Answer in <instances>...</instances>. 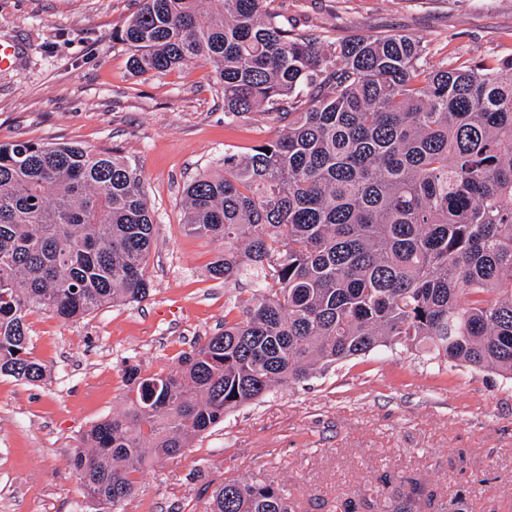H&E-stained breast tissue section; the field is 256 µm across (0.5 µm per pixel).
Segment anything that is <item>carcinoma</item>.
Here are the masks:
<instances>
[{
  "label": "carcinoma",
  "instance_id": "carcinoma-1",
  "mask_svg": "<svg viewBox=\"0 0 512 512\" xmlns=\"http://www.w3.org/2000/svg\"><path fill=\"white\" fill-rule=\"evenodd\" d=\"M214 2L141 0L121 41L142 75L210 67L231 122H285L183 191L184 229L222 246L210 275H250L256 293L177 370L125 368V411L70 459L95 512H117L148 459L183 452L227 412L381 347L512 379V58L432 68L412 36L330 48L267 0ZM155 226L130 160L0 144V375L44 379L31 313L67 323L145 300ZM432 504L414 482L385 512ZM211 512L294 509L273 482L229 479Z\"/></svg>",
  "mask_w": 512,
  "mask_h": 512
}]
</instances>
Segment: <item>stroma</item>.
<instances>
[{
  "label": "stroma",
  "instance_id": "obj_1",
  "mask_svg": "<svg viewBox=\"0 0 512 512\" xmlns=\"http://www.w3.org/2000/svg\"><path fill=\"white\" fill-rule=\"evenodd\" d=\"M138 0H0V143L70 142L139 168L155 213L152 291L76 322L28 316L30 347L48 370L27 384L0 376V512H92L69 458L82 435L126 407L123 370L177 368L180 355L249 305V281L225 286L216 247L188 235L182 191L272 139L282 124L229 122L209 67L136 73L119 35ZM290 24L342 44L360 36L420 38L435 67L512 57V0H272ZM413 477L446 512H512V380L429 361L403 345L337 363L272 389L145 466L118 512H209L227 479L287 486L295 512H335L368 496L383 473Z\"/></svg>",
  "mask_w": 512,
  "mask_h": 512
}]
</instances>
